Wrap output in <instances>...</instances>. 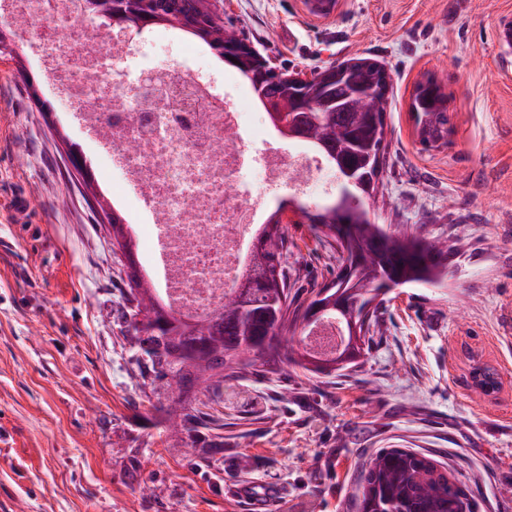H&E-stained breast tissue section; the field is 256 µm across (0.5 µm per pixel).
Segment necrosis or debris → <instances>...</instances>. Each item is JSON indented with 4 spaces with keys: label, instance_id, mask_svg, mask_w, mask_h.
Listing matches in <instances>:
<instances>
[{
    "label": "necrosis or debris",
    "instance_id": "4bbe7bcc",
    "mask_svg": "<svg viewBox=\"0 0 512 512\" xmlns=\"http://www.w3.org/2000/svg\"><path fill=\"white\" fill-rule=\"evenodd\" d=\"M81 5L0 0V22L18 27L62 88L99 149L97 166L118 174L110 200L139 218L144 275L173 310L204 315L241 282L268 198L285 188L307 198L333 181L307 150L275 147L201 46L171 31L104 51ZM147 73L155 80L145 86Z\"/></svg>",
    "mask_w": 512,
    "mask_h": 512
}]
</instances>
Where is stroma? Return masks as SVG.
Here are the masks:
<instances>
[{
	"instance_id": "stroma-1",
	"label": "stroma",
	"mask_w": 512,
	"mask_h": 512,
	"mask_svg": "<svg viewBox=\"0 0 512 512\" xmlns=\"http://www.w3.org/2000/svg\"><path fill=\"white\" fill-rule=\"evenodd\" d=\"M222 3L225 24L288 72L385 67L386 148L363 204L391 232L448 242V279L380 295L372 349L352 368L260 356L180 399L130 326L97 211L0 56V512H245L224 486L256 479L287 487L274 512H358L384 448L447 467L476 512H512V42L497 37L512 0H339L326 20L302 0ZM430 75L451 132L427 149L409 103ZM287 234L305 302L335 277L333 251L312 224ZM480 364L500 375L493 396L472 387ZM176 409L188 419L173 430Z\"/></svg>"
}]
</instances>
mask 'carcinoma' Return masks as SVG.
I'll return each mask as SVG.
<instances>
[{
    "label": "carcinoma",
    "mask_w": 512,
    "mask_h": 512,
    "mask_svg": "<svg viewBox=\"0 0 512 512\" xmlns=\"http://www.w3.org/2000/svg\"><path fill=\"white\" fill-rule=\"evenodd\" d=\"M112 24H142L146 28L171 27L206 47L212 56L235 70L253 88L261 108L271 105L280 112L289 110L296 122L295 140L312 146L325 160L335 156L337 164L354 173L367 188L354 190L346 197L319 206L307 214L311 223L332 230L345 227L344 237L335 240L336 261L356 260L355 273L347 280L336 274L337 287L347 292L346 301L359 303L362 311L366 296L384 287L381 277L398 276L403 284L436 286L448 277V242L421 236H397L369 218L362 197L375 189L380 153L385 138L384 113L323 112L312 119L297 109L300 92L311 99L329 96L341 100L356 89L377 92L382 67L365 59L351 65L353 81L324 82V72L309 80L288 76L272 67L264 68L265 58L247 41L242 47L224 44V24L211 0H109ZM413 108L426 118L419 129L422 141L435 139L448 123V109L439 87L415 97ZM282 202L269 215L257 234L251 250L249 270L240 286L247 289L242 308L223 304L200 318L203 331L194 326L186 335L172 336L175 330L166 321L159 332L147 337L149 354L170 371L191 378L178 353L179 344L200 340L209 343L202 362L194 365L199 380L216 376V384L235 377L238 366L250 361L239 354L245 344L259 345L258 353H275L278 343H264L268 335H295L307 315V309L294 305L289 298L288 271L283 266L288 250L285 228L277 217ZM476 500L464 484L433 459L416 458V452L402 448H384L371 460L362 478L359 512H461L464 502Z\"/></svg>",
    "instance_id": "cac0c4a2"
}]
</instances>
